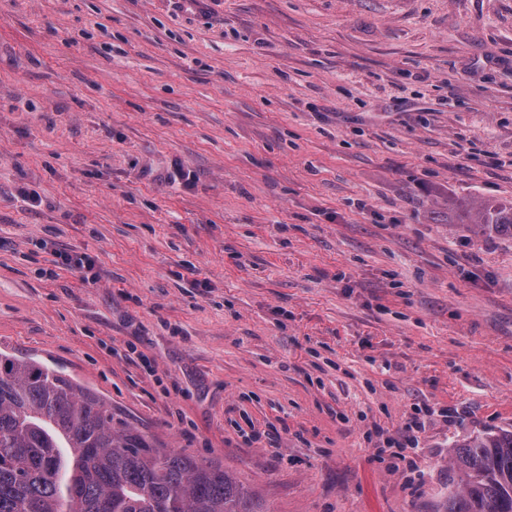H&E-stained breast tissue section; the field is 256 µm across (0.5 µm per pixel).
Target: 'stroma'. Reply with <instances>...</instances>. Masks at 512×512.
Masks as SVG:
<instances>
[{
	"label": "stroma",
	"instance_id": "obj_1",
	"mask_svg": "<svg viewBox=\"0 0 512 512\" xmlns=\"http://www.w3.org/2000/svg\"><path fill=\"white\" fill-rule=\"evenodd\" d=\"M452 200L512 202V0H0V352L267 512H443L512 431V234Z\"/></svg>",
	"mask_w": 512,
	"mask_h": 512
}]
</instances>
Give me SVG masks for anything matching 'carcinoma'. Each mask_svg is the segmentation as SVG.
<instances>
[{"label": "carcinoma", "instance_id": "cac0c4a2", "mask_svg": "<svg viewBox=\"0 0 512 512\" xmlns=\"http://www.w3.org/2000/svg\"><path fill=\"white\" fill-rule=\"evenodd\" d=\"M512 231V202L459 215ZM445 512H512V431L456 445ZM0 512H265L224 467L159 448L63 372L0 353Z\"/></svg>", "mask_w": 512, "mask_h": 512}]
</instances>
